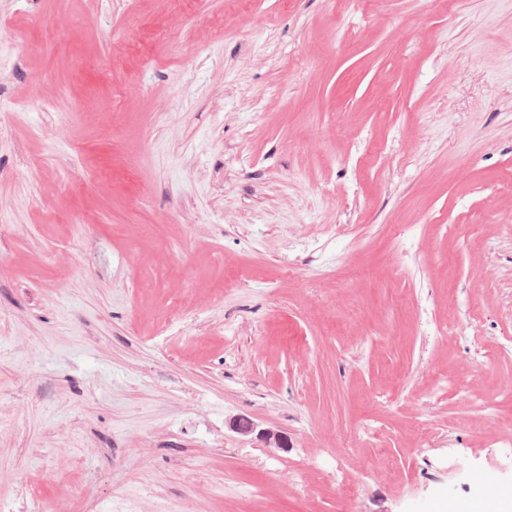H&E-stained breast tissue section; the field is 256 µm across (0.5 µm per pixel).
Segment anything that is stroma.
I'll return each instance as SVG.
<instances>
[{
	"instance_id": "obj_1",
	"label": "stroma",
	"mask_w": 512,
	"mask_h": 512,
	"mask_svg": "<svg viewBox=\"0 0 512 512\" xmlns=\"http://www.w3.org/2000/svg\"><path fill=\"white\" fill-rule=\"evenodd\" d=\"M486 474L512 0H0L1 505L447 512ZM257 422L249 417L238 416L230 421V429L235 433L248 437L256 433L264 441L266 448L285 450L288 448V437L269 428H260Z\"/></svg>"
}]
</instances>
